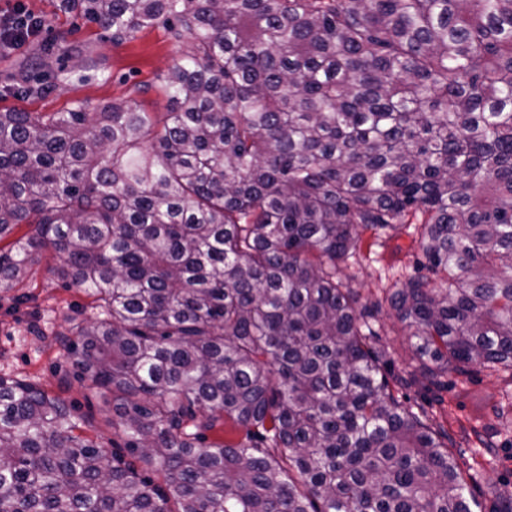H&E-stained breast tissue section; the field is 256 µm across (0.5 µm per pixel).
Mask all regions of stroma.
<instances>
[{
    "instance_id": "obj_1",
    "label": "stroma",
    "mask_w": 512,
    "mask_h": 512,
    "mask_svg": "<svg viewBox=\"0 0 512 512\" xmlns=\"http://www.w3.org/2000/svg\"><path fill=\"white\" fill-rule=\"evenodd\" d=\"M45 26L18 51L0 50V112H63L73 103L91 105L135 100L146 111L163 115L167 97L163 76L182 50L160 27L144 30L136 38L112 42L97 25L59 10V0H20ZM90 56L92 70L76 61ZM31 78H46L53 92L31 96L14 91L20 71ZM421 255L414 226L399 233L364 234L362 255L349 258L347 273L361 299L380 296L416 270ZM54 260L44 253L22 279L0 290V374L12 375L59 395L70 411L84 422V432L106 452H115L122 440L112 425V412L99 391L77 381L63 341L73 338L77 323L96 315L82 289L67 287L50 272ZM381 343L391 367L408 372L416 367L400 324L381 316ZM402 402L424 411L426 421L444 427L454 438L453 454L463 473L472 475V488L484 507L496 504L497 494L512 489V435L493 433L497 419L493 406L512 404V374L478 370L462 377L449 374L441 394L423 383L400 390Z\"/></svg>"
}]
</instances>
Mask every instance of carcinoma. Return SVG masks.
Returning a JSON list of instances; mask_svg holds the SVG:
<instances>
[{"mask_svg":"<svg viewBox=\"0 0 512 512\" xmlns=\"http://www.w3.org/2000/svg\"><path fill=\"white\" fill-rule=\"evenodd\" d=\"M58 7L188 46L161 118L0 112V288L49 251L92 298L68 358L124 450L0 376V512H483L392 386L512 371V0ZM414 222L419 273L360 302L340 262ZM386 309L419 371L385 372Z\"/></svg>","mask_w":512,"mask_h":512,"instance_id":"carcinoma-1","label":"carcinoma"}]
</instances>
